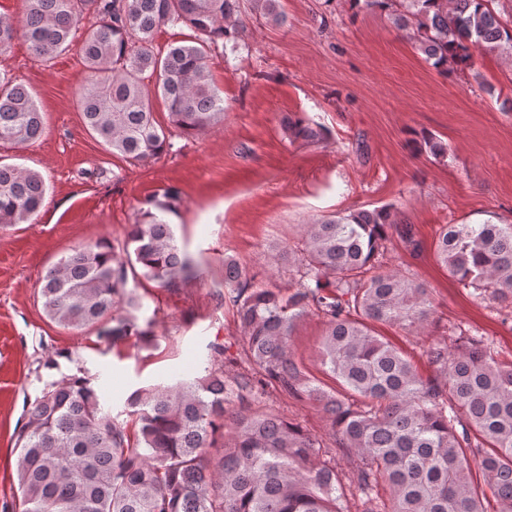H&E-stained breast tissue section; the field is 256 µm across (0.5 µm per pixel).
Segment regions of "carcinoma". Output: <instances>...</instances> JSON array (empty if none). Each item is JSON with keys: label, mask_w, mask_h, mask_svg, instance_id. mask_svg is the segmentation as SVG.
Masks as SVG:
<instances>
[{"label": "carcinoma", "mask_w": 512, "mask_h": 512, "mask_svg": "<svg viewBox=\"0 0 512 512\" xmlns=\"http://www.w3.org/2000/svg\"><path fill=\"white\" fill-rule=\"evenodd\" d=\"M242 0H25L16 20L0 15V54L17 36L47 63L84 30L79 55L90 79L78 106L86 130L127 161L147 165L170 147V129L200 134L224 122L209 54L236 50L246 28ZM252 12L286 22L280 0H251ZM388 12L436 70L470 67L477 51H512V20L493 0H351ZM187 27L191 38L161 53L155 34ZM163 99L169 126L154 117ZM296 139L321 132L288 121ZM44 118L25 85L0 72V142L37 140ZM47 187L36 172L0 164V224L29 220ZM175 188L148 196L117 251L106 239L73 250L43 277L46 315L65 328H94L117 343L151 345L153 320L139 322L129 275L175 289L197 276L165 215ZM417 247L413 228L387 208L304 224L288 248L287 288L257 282L224 258V307L240 325L239 353L210 345L211 368L194 380L151 385L128 398L133 428L112 416L87 376L45 383L16 442L22 512H485L478 481L512 512V361L488 339L460 332L426 350L422 374L376 326L408 334L435 313L428 290L384 269L386 243ZM435 255L464 289L512 304V224H444ZM321 318L326 383L295 358L292 337ZM320 407L334 446L266 404L271 391ZM354 455L346 490L336 449Z\"/></svg>", "instance_id": "1"}]
</instances>
